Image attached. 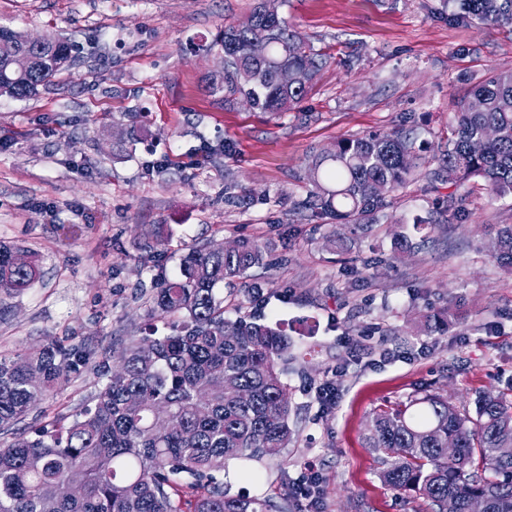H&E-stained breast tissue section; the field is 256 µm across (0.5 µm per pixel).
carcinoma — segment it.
I'll list each match as a JSON object with an SVG mask.
<instances>
[{
	"mask_svg": "<svg viewBox=\"0 0 512 512\" xmlns=\"http://www.w3.org/2000/svg\"><path fill=\"white\" fill-rule=\"evenodd\" d=\"M258 0L241 26H226L213 45L224 49L221 72L208 89L231 106L241 97L256 112H284L302 99L327 58L290 30L283 17L267 15ZM512 0H477L472 12L493 20ZM266 43L261 59L251 44ZM26 54L31 63L17 72L12 63ZM77 47L47 35L41 48L26 34L0 28V97L26 99L67 70ZM292 68L302 81L288 87L279 72ZM484 141L478 153L470 143ZM423 145L405 131L342 138L308 161L311 189L294 201L323 223L367 230L388 220L395 225L397 256L414 248L412 236L427 234L433 216L412 223L389 213L394 193L415 179ZM434 175L450 186L478 183L490 195L512 193V70L494 72L461 101ZM266 243L249 238L224 245H188L180 275L149 295L153 315L173 316L165 336H143L118 356L106 373L94 408L59 415L35 437L0 444V512H278L274 497L231 495L216 474L232 461L274 458L294 432L281 362L290 342L279 328L245 316L224 317L221 284L234 286L245 272L267 263ZM490 256L512 274V225L496 229ZM40 275L35 252L0 244V288L22 291ZM438 315H424L410 328L416 335L441 332ZM86 353L79 344L51 340L21 352L0 354V431H9L58 383L80 373ZM387 487L412 492L424 512H447L448 498L467 512L481 497L485 512H512V399L482 391L474 412L461 410L440 393L424 392L406 404L374 413L364 437ZM455 453L448 456V442ZM82 489L62 488L74 471Z\"/></svg>",
	"mask_w": 512,
	"mask_h": 512,
	"instance_id": "obj_1",
	"label": "carcinoma"
}]
</instances>
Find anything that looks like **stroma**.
I'll return each mask as SVG.
<instances>
[{
    "mask_svg": "<svg viewBox=\"0 0 512 512\" xmlns=\"http://www.w3.org/2000/svg\"><path fill=\"white\" fill-rule=\"evenodd\" d=\"M256 0H0V25L74 42L79 65L37 97L0 99V244L33 249L41 276L20 293L0 290V353L69 339L88 353L31 410L26 436L60 414L93 406L98 375L123 344L166 320L150 315L139 281L180 273L183 245L240 237L272 246L269 265L221 287L224 314L251 315L291 332L284 380L295 437L276 458L229 463L232 492L281 494L306 466L323 481L321 512H422L384 486L364 443L374 409L433 390L473 409L476 391L512 392V274L482 244L512 224V195L476 184L450 216L447 185L430 181L453 115L476 83L512 70V10L489 22L464 0H286L291 30L327 59L306 96L270 115L227 109L205 88L219 69L211 43L250 16ZM413 132L428 145L422 176L396 194V212H435L430 239L392 254L391 224L326 251L331 225L293 210L304 197L308 156L343 137ZM231 145L224 155L223 145ZM252 201L225 204V168ZM171 235L156 242L154 225ZM259 283L262 294H252ZM417 312L447 331L408 336ZM332 382L338 402L321 409Z\"/></svg>",
    "mask_w": 512,
    "mask_h": 512,
    "instance_id": "obj_1",
    "label": "stroma"
}]
</instances>
